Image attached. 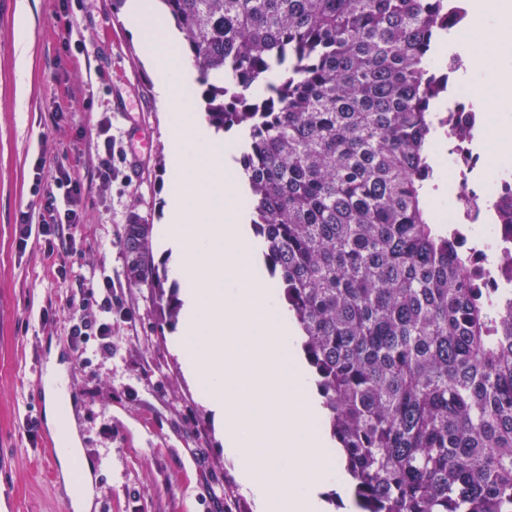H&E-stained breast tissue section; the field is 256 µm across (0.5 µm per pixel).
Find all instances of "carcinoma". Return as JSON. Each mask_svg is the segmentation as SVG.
<instances>
[{
    "label": "carcinoma",
    "instance_id": "carcinoma-1",
    "mask_svg": "<svg viewBox=\"0 0 512 512\" xmlns=\"http://www.w3.org/2000/svg\"><path fill=\"white\" fill-rule=\"evenodd\" d=\"M162 3L209 124L243 133L250 224L358 508L512 512V288H481L425 203L454 2ZM498 206L512 225V181ZM153 230L126 225V277L173 319Z\"/></svg>",
    "mask_w": 512,
    "mask_h": 512
}]
</instances>
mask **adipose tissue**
Instances as JSON below:
<instances>
[{"label": "adipose tissue", "instance_id": "ef3b65f1", "mask_svg": "<svg viewBox=\"0 0 512 512\" xmlns=\"http://www.w3.org/2000/svg\"><path fill=\"white\" fill-rule=\"evenodd\" d=\"M470 23L457 43L470 66V81L486 86L512 84V0H471ZM30 10L19 0L14 14L13 48L16 57L19 107L28 105L29 69L28 32ZM66 389L62 373L51 369L45 380V408L61 446L58 458L62 467L64 490L76 512H91L94 495L92 464H85L80 479H72L71 465L81 456L80 440L62 417V397Z\"/></svg>", "mask_w": 512, "mask_h": 512}]
</instances>
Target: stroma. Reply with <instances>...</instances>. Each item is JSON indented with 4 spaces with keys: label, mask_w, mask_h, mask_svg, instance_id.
Wrapping results in <instances>:
<instances>
[{
    "label": "stroma",
    "mask_w": 512,
    "mask_h": 512,
    "mask_svg": "<svg viewBox=\"0 0 512 512\" xmlns=\"http://www.w3.org/2000/svg\"><path fill=\"white\" fill-rule=\"evenodd\" d=\"M0 0V512H73L56 458L28 439L25 422L45 415L44 378L59 351L85 458L94 466L93 512H256L224 453L212 412L184 375L181 322H165L151 289L130 287L121 243L140 218L162 228L168 174L163 118L139 40L115 0H29L28 108L16 109L13 16ZM109 131H102V123ZM112 138V184L100 190L96 147ZM141 165L129 170L131 155ZM43 184L65 168L83 186L81 223L65 228L74 250L56 275L45 240L19 243L16 226L41 222L33 167ZM112 278L111 358L83 369L68 340L67 297L89 279Z\"/></svg>",
    "instance_id": "obj_1"
}]
</instances>
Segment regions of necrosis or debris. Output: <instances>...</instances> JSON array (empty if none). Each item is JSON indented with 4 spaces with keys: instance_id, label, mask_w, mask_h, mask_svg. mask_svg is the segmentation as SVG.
<instances>
[{
    "instance_id": "4bbe7bcc",
    "label": "necrosis or debris",
    "mask_w": 512,
    "mask_h": 512,
    "mask_svg": "<svg viewBox=\"0 0 512 512\" xmlns=\"http://www.w3.org/2000/svg\"><path fill=\"white\" fill-rule=\"evenodd\" d=\"M437 119L444 128L437 148L449 165V220L456 238L469 250L482 287L512 288V231L497 221L493 202L499 197V185L496 179L482 178L486 158L475 147L487 115L474 111L460 90Z\"/></svg>"
}]
</instances>
